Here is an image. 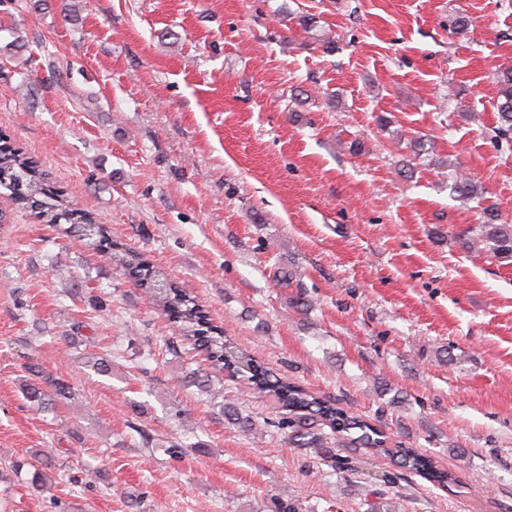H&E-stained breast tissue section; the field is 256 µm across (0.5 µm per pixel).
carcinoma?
Listing matches in <instances>:
<instances>
[{"instance_id": "obj_1", "label": "carcinoma", "mask_w": 512, "mask_h": 512, "mask_svg": "<svg viewBox=\"0 0 512 512\" xmlns=\"http://www.w3.org/2000/svg\"><path fill=\"white\" fill-rule=\"evenodd\" d=\"M498 126L500 137L512 136V67L501 69L497 74ZM9 192L10 199L21 209L35 212L44 224H68L70 231L87 241L96 252L107 260H115L128 275L144 288L152 303L161 307L172 323L178 325L182 336L205 346L214 368L227 370L246 378L258 393H272L287 417L282 425L290 429L289 440L300 447L320 448L327 443L324 428L344 435L359 432L355 440L376 451L397 458L398 464L410 472L426 477L429 481L444 485L451 474L438 468L435 461L414 448L387 447L384 432L365 420L349 415L344 409L328 400L321 399L300 386L272 375L253 357L227 340L224 331L211 323L209 313L190 292L170 282L154 269L141 254L123 249L112 241L108 229L99 223L90 211L71 207L61 192L51 186L46 174L32 158L7 143L0 145V189ZM452 193L462 201L480 198L484 191L468 178H460L451 186ZM464 246L469 250L488 249L500 260H512V226L498 223V213L493 207L484 210L483 221L473 227ZM37 381L26 388V399L32 406L50 410L59 400L73 398V388L65 379L32 369ZM224 418L237 425L240 431L256 436V424L239 415L231 403L221 404Z\"/></svg>"}]
</instances>
